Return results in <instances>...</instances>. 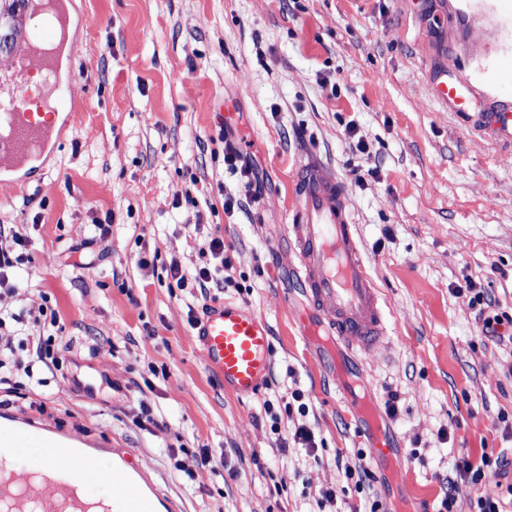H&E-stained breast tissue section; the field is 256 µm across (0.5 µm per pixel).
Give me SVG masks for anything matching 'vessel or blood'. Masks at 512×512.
Instances as JSON below:
<instances>
[{"label": "vessel or blood", "instance_id": "vessel-or-blood-1", "mask_svg": "<svg viewBox=\"0 0 512 512\" xmlns=\"http://www.w3.org/2000/svg\"><path fill=\"white\" fill-rule=\"evenodd\" d=\"M58 32L46 22L25 33L14 54L16 68L6 101L0 102V159L41 145L53 123L32 97L23 64L31 54H49ZM292 218L285 236L297 258L295 274L309 314L302 317L310 336L311 316L336 346V384L366 435L373 458L388 461L400 443L394 430L375 414L365 390L351 380L348 358L366 353L388 335L385 303L366 265L343 183L330 173L311 148H303L292 185ZM196 340L209 373L238 397L259 393L271 371L272 336L267 323L243 305L210 306L196 325ZM20 448H44L48 460L35 459L26 471L16 469ZM111 486V498L90 501L76 471ZM123 512H166V503L142 491L121 465L105 468L83 435L58 433L17 421L0 440V512H112V499Z\"/></svg>", "mask_w": 512, "mask_h": 512}]
</instances>
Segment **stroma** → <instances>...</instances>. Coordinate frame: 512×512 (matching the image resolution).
Masks as SVG:
<instances>
[{"instance_id":"1","label":"stroma","mask_w":512,"mask_h":512,"mask_svg":"<svg viewBox=\"0 0 512 512\" xmlns=\"http://www.w3.org/2000/svg\"><path fill=\"white\" fill-rule=\"evenodd\" d=\"M69 2L75 49L41 94L74 98L79 119L28 169H0L1 185L22 184L0 197V247L15 231L28 240L0 307L58 312L63 366L0 411L125 455L177 512H367L374 497L386 512H438L461 457L512 460V345L485 338L455 292L472 281L512 315V142L480 121L512 99V0H445L440 27L431 0ZM438 45L465 111L432 89ZM202 99L228 103L237 124L223 127ZM228 135L253 162L257 199L224 168ZM358 139L368 154L353 151ZM305 144L344 182L387 303L389 338L363 377L402 443L399 489L356 431L325 348L296 327V257L273 235ZM228 196L240 208L225 211ZM98 224L109 227L100 240ZM217 236L231 264L216 295L272 332L270 382L251 398L209 375L190 322L204 301L165 272L217 266L199 254ZM296 389L307 415L272 423L264 400ZM301 423L310 456L292 439ZM202 448L214 471L199 469ZM361 462L371 487L344 476ZM485 494L512 512V473L462 487L456 512Z\"/></svg>"}]
</instances>
